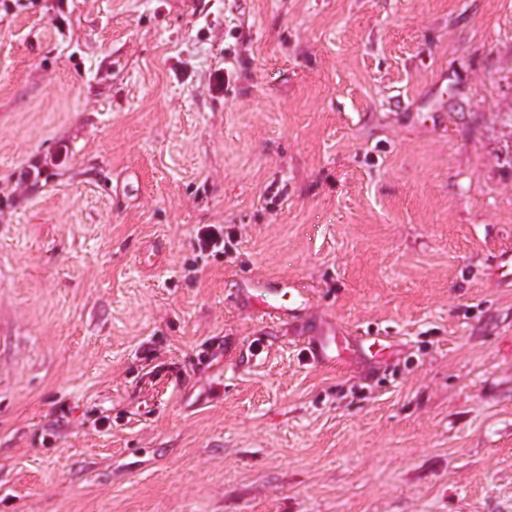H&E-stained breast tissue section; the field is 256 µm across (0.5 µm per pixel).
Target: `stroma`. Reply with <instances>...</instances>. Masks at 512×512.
<instances>
[{"instance_id":"1","label":"stroma","mask_w":512,"mask_h":512,"mask_svg":"<svg viewBox=\"0 0 512 512\" xmlns=\"http://www.w3.org/2000/svg\"><path fill=\"white\" fill-rule=\"evenodd\" d=\"M0 512H512V0H0ZM308 352L317 364H334L350 355L351 347L359 346L371 354H381L390 348L388 336H356L352 341L340 331L314 325L309 328Z\"/></svg>"}]
</instances>
